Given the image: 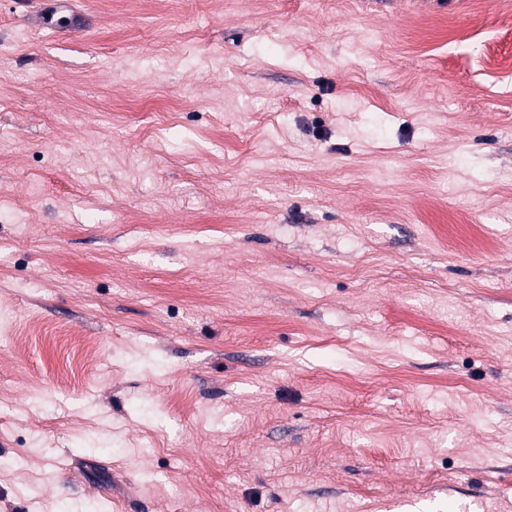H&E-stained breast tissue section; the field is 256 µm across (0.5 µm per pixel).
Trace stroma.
Listing matches in <instances>:
<instances>
[{"label":"stroma","mask_w":512,"mask_h":512,"mask_svg":"<svg viewBox=\"0 0 512 512\" xmlns=\"http://www.w3.org/2000/svg\"><path fill=\"white\" fill-rule=\"evenodd\" d=\"M0 512H512V0H0Z\"/></svg>","instance_id":"obj_1"}]
</instances>
